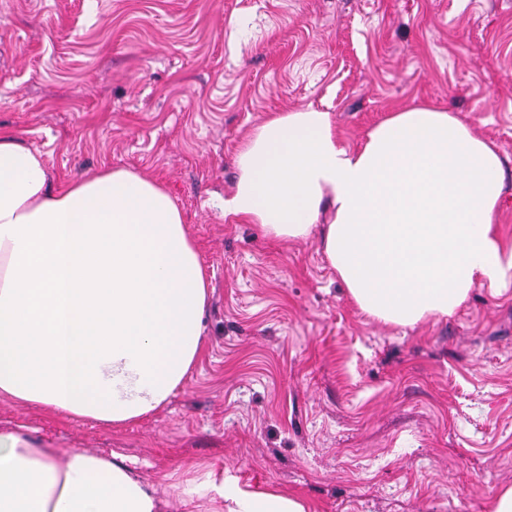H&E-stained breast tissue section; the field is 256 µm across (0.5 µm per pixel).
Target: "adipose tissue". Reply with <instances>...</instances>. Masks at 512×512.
Wrapping results in <instances>:
<instances>
[{
  "mask_svg": "<svg viewBox=\"0 0 512 512\" xmlns=\"http://www.w3.org/2000/svg\"><path fill=\"white\" fill-rule=\"evenodd\" d=\"M225 214L288 241L318 234L370 318L407 326L453 314L472 288L512 283L496 225L494 146L449 112L390 113L358 148L309 106L255 126ZM210 285L158 181L102 169L63 187L42 154L0 130V398L121 426L156 414L203 351ZM212 512H313L198 466L175 474ZM119 454H60L0 430V512H163Z\"/></svg>",
  "mask_w": 512,
  "mask_h": 512,
  "instance_id": "1",
  "label": "adipose tissue"
}]
</instances>
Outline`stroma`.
Masks as SVG:
<instances>
[{
  "mask_svg": "<svg viewBox=\"0 0 512 512\" xmlns=\"http://www.w3.org/2000/svg\"><path fill=\"white\" fill-rule=\"evenodd\" d=\"M423 103L495 145L512 243V0H0V127L54 185L163 183L214 288L205 354L158 414L112 429L0 399V430L121 454L164 512H209L165 479L191 464L315 512H493L512 484V287L385 325L317 236L276 242L221 207L271 115L321 108L355 147Z\"/></svg>",
  "mask_w": 512,
  "mask_h": 512,
  "instance_id": "obj_1",
  "label": "stroma"
}]
</instances>
